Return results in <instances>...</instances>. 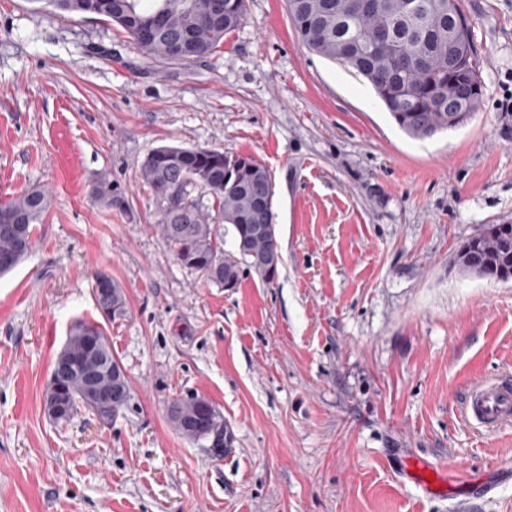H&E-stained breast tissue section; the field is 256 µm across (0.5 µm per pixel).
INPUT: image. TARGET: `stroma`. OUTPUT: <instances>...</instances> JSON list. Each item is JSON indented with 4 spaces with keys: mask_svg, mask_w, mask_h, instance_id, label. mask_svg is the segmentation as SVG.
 I'll return each mask as SVG.
<instances>
[{
    "mask_svg": "<svg viewBox=\"0 0 512 512\" xmlns=\"http://www.w3.org/2000/svg\"><path fill=\"white\" fill-rule=\"evenodd\" d=\"M482 62L463 128L416 140L355 71L312 54L286 0H248L221 52L150 62L119 27L0 0V199L52 196L31 254L0 276V512H512V422L460 413L481 377L512 380V281L459 247L512 222V0H459ZM160 146L268 168L283 261L272 283L188 272L155 226L140 164ZM125 209L91 196L100 175ZM123 289L105 320L96 274ZM100 323L129 381L111 422H52L43 395L71 325ZM198 394L231 454L176 432ZM464 465L427 499L404 455Z\"/></svg>",
    "mask_w": 512,
    "mask_h": 512,
    "instance_id": "1",
    "label": "stroma"
}]
</instances>
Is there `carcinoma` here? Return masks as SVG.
Segmentation results:
<instances>
[{
  "label": "carcinoma",
  "instance_id": "carcinoma-1",
  "mask_svg": "<svg viewBox=\"0 0 512 512\" xmlns=\"http://www.w3.org/2000/svg\"><path fill=\"white\" fill-rule=\"evenodd\" d=\"M58 14L95 15L119 26L134 49L147 59L193 63L224 48V39L241 24L246 0H34ZM288 15L302 44L313 54L361 74L409 136L432 138L468 124L483 100L480 61L469 24L458 4L448 0H287ZM478 84L458 97L462 111L448 113V90ZM241 163L239 173L231 168ZM142 181L161 208L156 230L175 259L190 272L224 286V270L236 280L253 272L243 252L274 247L268 237L248 239L252 224L274 223L268 204L272 187L267 167L250 155H228L218 149L162 146L141 164ZM201 190L214 199V212L193 197ZM92 196L108 208L125 207V198L107 176L99 177ZM50 206L49 192L33 187L0 202V274L15 268L33 249L35 225ZM232 234L234 251H224V234ZM461 269L478 277L512 279V224H490L469 238L457 254ZM111 288L95 298L109 321L126 315L122 289L106 275ZM96 322L76 321L67 348L85 352V337L102 336ZM72 411L84 407L85 378L71 373ZM183 420L169 417L185 438L224 447L227 427L197 430L187 425L211 402L203 396L176 400Z\"/></svg>",
  "mask_w": 512,
  "mask_h": 512
}]
</instances>
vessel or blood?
Instances as JSON below:
<instances>
[{
  "label": "vessel or blood",
  "mask_w": 512,
  "mask_h": 512,
  "mask_svg": "<svg viewBox=\"0 0 512 512\" xmlns=\"http://www.w3.org/2000/svg\"><path fill=\"white\" fill-rule=\"evenodd\" d=\"M463 414L467 420L489 431L512 421V384L498 380L473 384L467 392ZM401 470L416 490L439 497L447 495L448 485L462 475L458 464L437 465L414 455L405 459Z\"/></svg>",
  "instance_id": "obj_1"
}]
</instances>
